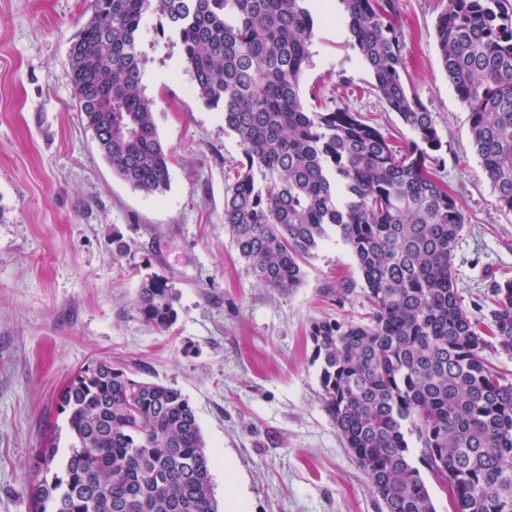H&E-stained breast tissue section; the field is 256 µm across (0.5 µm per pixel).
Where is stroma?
<instances>
[{
  "mask_svg": "<svg viewBox=\"0 0 512 512\" xmlns=\"http://www.w3.org/2000/svg\"><path fill=\"white\" fill-rule=\"evenodd\" d=\"M444 0H400L406 81L432 112L439 178L464 217L454 258L465 309L489 316L493 282L512 277V215L472 150L468 114L435 37ZM89 0H0V512H31L38 451L72 438L61 395L97 359L181 391L195 411L217 502L233 467L245 512H381V502L322 402L309 336L317 319L367 308L354 256L325 240L302 284L277 293L239 259L224 228L227 163L242 157L221 113L199 99L178 37L147 15L139 36L145 94L169 149L170 185L149 195L113 172L66 79ZM304 95L349 106L399 144L413 138L370 89L335 14L318 17ZM129 244L112 253V235ZM166 275L177 320L159 333L135 297Z\"/></svg>",
  "mask_w": 512,
  "mask_h": 512,
  "instance_id": "1",
  "label": "stroma"
}]
</instances>
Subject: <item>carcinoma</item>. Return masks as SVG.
Segmentation results:
<instances>
[{"label": "carcinoma", "mask_w": 512, "mask_h": 512, "mask_svg": "<svg viewBox=\"0 0 512 512\" xmlns=\"http://www.w3.org/2000/svg\"><path fill=\"white\" fill-rule=\"evenodd\" d=\"M312 0H93L66 73L97 148L131 188L162 194L171 153L142 86L146 13L183 47L196 91L223 114L243 160L224 196V227L265 287L299 286L301 264L336 236L356 258L370 312L316 320L323 407L367 475L382 512H436L411 458L446 488L452 512H512V381L483 351H512V279L493 282L487 327L464 309L454 255L462 213L437 176L433 113L406 84L400 0H337L338 21L372 90L415 140L396 146L347 106L305 104L301 79ZM442 66L469 113L472 145L512 214V0H446L436 23ZM167 278L142 279V319L177 316ZM73 443L39 452L34 512H218L213 459L182 393L93 361L62 396Z\"/></svg>", "instance_id": "1"}]
</instances>
